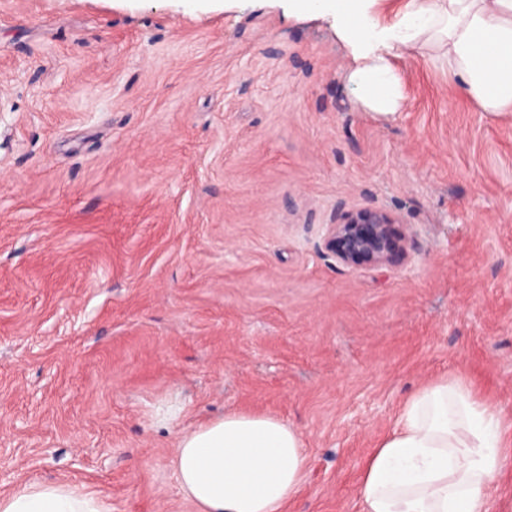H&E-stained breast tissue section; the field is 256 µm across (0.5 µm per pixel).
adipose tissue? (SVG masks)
<instances>
[{"mask_svg": "<svg viewBox=\"0 0 512 512\" xmlns=\"http://www.w3.org/2000/svg\"><path fill=\"white\" fill-rule=\"evenodd\" d=\"M377 0H291L297 15L332 18L354 63L350 79L372 112L404 94L392 61L431 50L487 112H512V0H408L390 22ZM512 462V426L459 378L415 392L363 467L360 512H493L488 488ZM174 466L198 512H285L307 455L282 420L233 413L180 433ZM0 512H112L110 496L73 483H26Z\"/></svg>", "mask_w": 512, "mask_h": 512, "instance_id": "ef3b65f1", "label": "adipose tissue"}]
</instances>
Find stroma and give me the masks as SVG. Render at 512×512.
Here are the masks:
<instances>
[{
	"label": "stroma",
	"instance_id": "1",
	"mask_svg": "<svg viewBox=\"0 0 512 512\" xmlns=\"http://www.w3.org/2000/svg\"><path fill=\"white\" fill-rule=\"evenodd\" d=\"M393 64L384 116L288 0H0V495L196 512L177 437L245 412L303 439L287 512H359L419 389L463 379L512 423V112ZM356 208L398 217L404 260L325 252ZM1 512H112L108 495L73 483H25L0 495Z\"/></svg>",
	"mask_w": 512,
	"mask_h": 512
}]
</instances>
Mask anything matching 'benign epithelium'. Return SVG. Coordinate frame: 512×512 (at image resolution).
Here are the masks:
<instances>
[{
  "instance_id": "benign-epithelium-1",
  "label": "benign epithelium",
  "mask_w": 512,
  "mask_h": 512,
  "mask_svg": "<svg viewBox=\"0 0 512 512\" xmlns=\"http://www.w3.org/2000/svg\"><path fill=\"white\" fill-rule=\"evenodd\" d=\"M397 223L394 216L382 210H349L326 225L323 247L344 266L393 265L407 254V240L397 232Z\"/></svg>"
}]
</instances>
